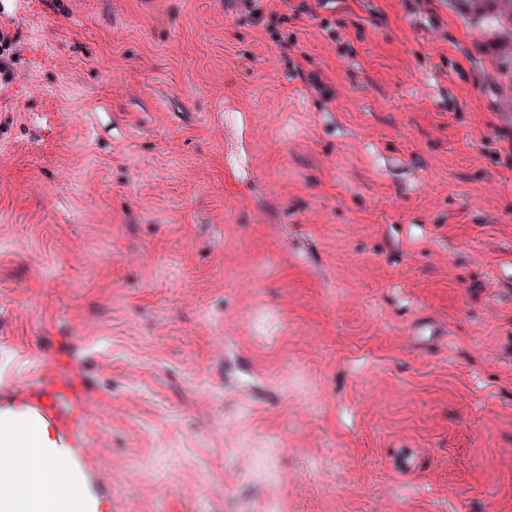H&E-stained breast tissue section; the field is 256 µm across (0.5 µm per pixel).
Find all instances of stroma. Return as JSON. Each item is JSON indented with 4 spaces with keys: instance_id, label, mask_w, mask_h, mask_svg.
I'll list each match as a JSON object with an SVG mask.
<instances>
[{
    "instance_id": "1",
    "label": "stroma",
    "mask_w": 512,
    "mask_h": 512,
    "mask_svg": "<svg viewBox=\"0 0 512 512\" xmlns=\"http://www.w3.org/2000/svg\"><path fill=\"white\" fill-rule=\"evenodd\" d=\"M0 33V409L75 386L108 512H512V33L460 0Z\"/></svg>"
}]
</instances>
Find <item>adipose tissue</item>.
<instances>
[{
    "label": "adipose tissue",
    "instance_id": "ef3b65f1",
    "mask_svg": "<svg viewBox=\"0 0 512 512\" xmlns=\"http://www.w3.org/2000/svg\"><path fill=\"white\" fill-rule=\"evenodd\" d=\"M0 447L9 452L0 464V512H105L83 477L63 479L74 450L45 422L0 411Z\"/></svg>",
    "mask_w": 512,
    "mask_h": 512
}]
</instances>
